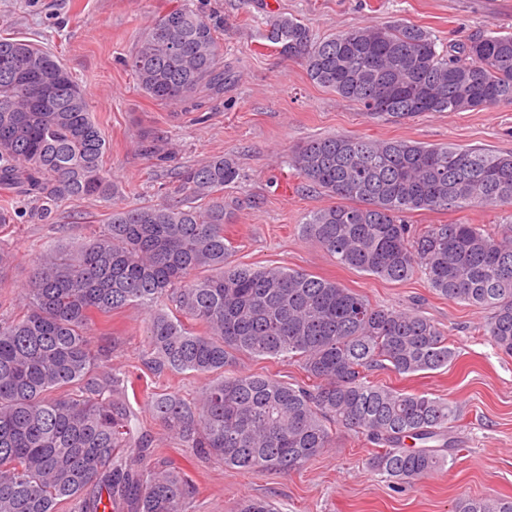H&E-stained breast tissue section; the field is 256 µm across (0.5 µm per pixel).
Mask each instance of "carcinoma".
Masks as SVG:
<instances>
[{
	"instance_id": "obj_1",
	"label": "carcinoma",
	"mask_w": 512,
	"mask_h": 512,
	"mask_svg": "<svg viewBox=\"0 0 512 512\" xmlns=\"http://www.w3.org/2000/svg\"><path fill=\"white\" fill-rule=\"evenodd\" d=\"M217 32L194 0H178L131 58L140 89L167 104L224 90ZM264 38L370 119L512 103V33L440 51L414 24L317 40L282 15ZM32 65L45 80L42 100L6 73ZM61 73L48 49L0 37V188L54 205L110 201L105 134L79 84L55 83ZM293 166L335 199L303 217V237L347 268L391 282L419 275L436 295L486 311L484 331L512 356V236L407 221L416 211L511 206V154L335 134L299 146ZM238 178L222 155L186 166L175 172L185 199L115 209L103 230L37 258L22 314L0 322V512H191L196 489L181 468H146L154 440L129 402L142 376L98 363L89 347L94 317L128 306L146 314L151 377L208 378L192 402L151 396L165 430L206 459L290 472L331 447L337 426L377 446L368 466L397 486L454 464L456 407L372 380L378 370L447 367L456 358L448 337L417 309L373 305L326 278L231 264L224 186ZM241 352L295 365L301 377L228 373ZM456 512H512V499L465 498Z\"/></svg>"
}]
</instances>
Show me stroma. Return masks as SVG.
<instances>
[{"mask_svg": "<svg viewBox=\"0 0 512 512\" xmlns=\"http://www.w3.org/2000/svg\"><path fill=\"white\" fill-rule=\"evenodd\" d=\"M175 2L0 0V35L14 33L48 48L84 89L106 136L104 166L115 187L112 202L71 199L52 214L43 213L35 198L14 201V222L0 233L14 255L0 282V322L22 311L33 262L47 245L98 232L112 209L176 195L172 174L179 168L215 155L231 157L240 171L238 182L224 188L233 263L287 266L336 281L374 304L419 308L447 335L459 353L448 367L415 375L384 370L374 379L451 401L460 414L451 432L456 461L397 489L369 471L372 445L340 428L333 447L297 470L242 474L182 447L150 411L148 393L141 392L131 405L141 430L159 448L150 466L184 469L197 490L195 512H237L245 498L270 500L278 512H454L464 496L512 498V357L499 353L485 334L486 311L443 299L418 277L389 282L345 268L303 239L297 229L301 217L331 199L306 185L291 163L298 145L338 133L512 154V104L425 112L401 123L372 120L355 103L311 81L302 64L262 37L270 20L281 15L297 18L321 39L357 25L406 22L430 31L445 50L480 32H512V0H196L220 24L221 62L229 78L223 94L170 105L138 88L128 60L145 27ZM146 140L157 143V156L140 152ZM409 221L420 227L492 228L512 224V208L418 211ZM90 341L92 348H109L110 366L144 373L150 352L140 308L97 318Z\"/></svg>", "mask_w": 512, "mask_h": 512, "instance_id": "35a3bbf8", "label": "stroma"}]
</instances>
